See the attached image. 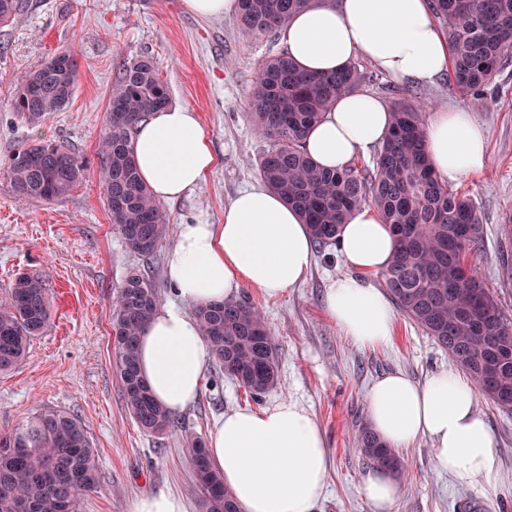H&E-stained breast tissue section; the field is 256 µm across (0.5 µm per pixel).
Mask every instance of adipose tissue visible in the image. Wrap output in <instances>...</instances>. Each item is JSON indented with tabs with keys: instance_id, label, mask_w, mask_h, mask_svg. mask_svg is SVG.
I'll return each mask as SVG.
<instances>
[{
	"instance_id": "adipose-tissue-1",
	"label": "adipose tissue",
	"mask_w": 512,
	"mask_h": 512,
	"mask_svg": "<svg viewBox=\"0 0 512 512\" xmlns=\"http://www.w3.org/2000/svg\"><path fill=\"white\" fill-rule=\"evenodd\" d=\"M295 64L334 72L353 58L368 59L406 85L439 79L448 48L430 0H312L278 27ZM389 106L378 96L347 91L310 129L305 149L327 169L341 170L386 139ZM139 173L160 202L179 199L205 182L215 165L197 112L168 106L141 121L131 136ZM425 152L436 174L457 180L488 161L487 133L465 108L431 112ZM348 275L329 283L327 317L356 346L375 349L393 332L395 309L375 278L388 267L397 242L375 207L363 206L336 239ZM314 261V240L300 213L264 181L240 191L220 224H181L165 261L176 300L157 307L137 345L138 367L154 398L170 412L198 399L209 349L194 307L234 298L242 286L275 298L301 283ZM375 433L394 450L428 439L439 470L463 485L495 480L493 438L471 382L448 368L419 382L394 371L368 395ZM209 459L240 512H313L331 468L325 436L298 403L282 400L225 414L206 441Z\"/></svg>"
}]
</instances>
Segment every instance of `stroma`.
<instances>
[{"instance_id": "obj_1", "label": "stroma", "mask_w": 512, "mask_h": 512, "mask_svg": "<svg viewBox=\"0 0 512 512\" xmlns=\"http://www.w3.org/2000/svg\"><path fill=\"white\" fill-rule=\"evenodd\" d=\"M77 52L80 77L68 107L32 128L11 109L17 81L54 51ZM277 33L245 30L237 15L202 18L182 0H29L25 14L0 27V168L15 149L41 140L59 142L81 155L90 171L65 198L18 199L0 171V288L16 274L41 277L50 294L51 324L35 339L22 364L0 374V432L51 408L80 417L97 453L101 483L83 496L77 512H130L135 497L155 490L181 496L188 512H200V487L181 436H207L217 419L239 407H263L283 399L304 407L323 430L332 466L315 512H371L362 494L370 464L356 450L367 425L368 393L380 376L401 370L416 381L451 367L437 346L404 313H397L388 344L358 348L327 317L329 280L344 275L336 245L319 246L306 280L267 299L242 287L263 311L276 339L279 380L251 398L215 364H207L201 394L179 413L180 432L143 433L131 419L112 357V296L130 270L155 283L160 303L174 294L165 275L167 235L154 259L131 252L113 230L99 181L98 143L109 96L122 64L151 58L171 104L198 113L216 157L211 175L196 190L162 203L169 226L221 223L224 207L251 186L258 161L270 146L249 116L252 80L282 52ZM363 91L386 103H426L428 109H469L488 134V163L452 182L470 198L483 228L477 267L512 320V244L502 227L512 215V59L483 92L459 90L450 76L404 86L358 56ZM494 438L499 479L492 485L459 486L437 470L428 439L401 451L406 470L393 512H512V412L479 397Z\"/></svg>"}]
</instances>
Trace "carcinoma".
I'll return each mask as SVG.
<instances>
[{"mask_svg":"<svg viewBox=\"0 0 512 512\" xmlns=\"http://www.w3.org/2000/svg\"><path fill=\"white\" fill-rule=\"evenodd\" d=\"M448 42L453 82L479 92L512 56V0H431ZM312 0H237L241 25L268 33ZM28 0H0V26L24 13ZM79 81L72 49L46 57L18 82L12 109L31 127L70 103ZM363 75L353 65L330 74L300 70L283 51L258 71L251 93L253 125L272 141L259 161L266 186L298 210L320 245L336 242L348 215L365 203L378 209L398 247L383 277L401 310L448 351L477 391L512 410V322L478 274L473 258L483 229L473 202L448 188L423 149L421 107L392 106V128L374 171L327 170L304 150L310 128L342 91ZM169 91L154 62L143 57L122 65L112 86L106 128L99 142V179L113 230L139 255L153 254L168 232L166 216L142 181L130 148L138 123L169 104ZM88 172L86 161L51 141L10 155L5 174L21 200L51 202L66 195ZM159 302L157 288L131 270L114 294V365L125 405L151 435L178 429L173 414L156 401L137 366L136 345ZM210 359L252 397L278 379L275 339L262 311L247 299L193 310ZM50 300L42 280L15 277L0 290V373L16 369L34 339L50 325ZM201 488V512H239L231 492L208 460L205 442L182 435ZM360 453L374 467L401 476L404 461L369 430L358 437ZM100 484L96 452L83 421L46 409L20 427L0 433V512H76L81 496Z\"/></svg>","mask_w":512,"mask_h":512,"instance_id":"obj_1","label":"carcinoma"}]
</instances>
